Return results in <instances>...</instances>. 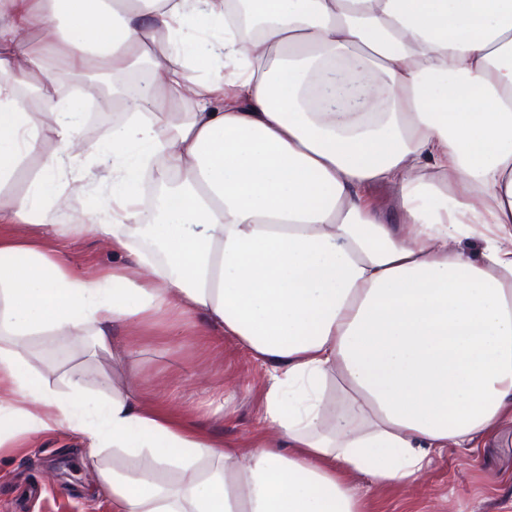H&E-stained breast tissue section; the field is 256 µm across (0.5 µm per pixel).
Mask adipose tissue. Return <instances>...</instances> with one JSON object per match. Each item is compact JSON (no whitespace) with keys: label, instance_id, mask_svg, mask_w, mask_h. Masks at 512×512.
<instances>
[{"label":"adipose tissue","instance_id":"1","mask_svg":"<svg viewBox=\"0 0 512 512\" xmlns=\"http://www.w3.org/2000/svg\"><path fill=\"white\" fill-rule=\"evenodd\" d=\"M0 0V193L81 103L48 67L120 77L151 65L112 154L68 177L44 157L1 224L50 223L48 199L106 184L72 232L121 264L90 281L32 237L0 235V425L78 420L92 448L148 454L100 470L112 512H364L353 484L417 483L448 448L512 417V0ZM204 24L187 32L188 19ZM168 181L141 221L138 181ZM395 191L390 223L372 191ZM480 233L478 255L456 248ZM193 318L268 368L249 449L158 411L132 385L128 326ZM87 336L112 394L65 402L18 339ZM188 478L160 484L155 467Z\"/></svg>","mask_w":512,"mask_h":512}]
</instances>
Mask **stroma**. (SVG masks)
<instances>
[{
    "instance_id": "1",
    "label": "stroma",
    "mask_w": 512,
    "mask_h": 512,
    "mask_svg": "<svg viewBox=\"0 0 512 512\" xmlns=\"http://www.w3.org/2000/svg\"><path fill=\"white\" fill-rule=\"evenodd\" d=\"M122 119L113 112L84 114L78 134L90 151L76 156L73 175L92 167L91 151L102 144V128ZM108 194L89 182L85 194L74 196L71 210L58 212L54 223L38 228L0 224V233L39 234L64 252L78 273L97 278L116 261L111 241L69 233L68 226L74 213L86 211L88 199L103 205ZM127 342L136 351L139 390L161 412H182L202 433L226 441L249 444L262 435L267 368L235 340L178 332L131 336ZM20 345L30 366L60 398L69 399L74 380L89 391L111 393L110 356L91 355L68 336H28ZM150 464L145 456L87 448L67 422L49 433H30L17 447L0 451V512H112L111 501L93 494L99 469ZM356 486L366 512H499L502 500L512 496V421L475 450L451 449L436 457L416 488L377 491L361 478Z\"/></svg>"
}]
</instances>
